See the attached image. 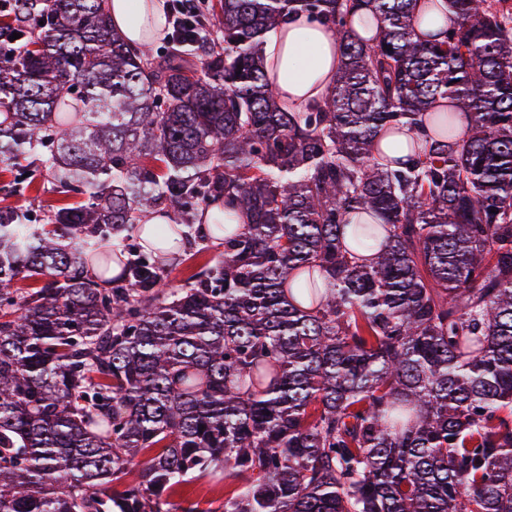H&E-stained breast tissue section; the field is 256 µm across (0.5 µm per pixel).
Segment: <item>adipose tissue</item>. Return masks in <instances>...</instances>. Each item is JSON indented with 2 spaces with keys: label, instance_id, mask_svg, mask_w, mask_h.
Instances as JSON below:
<instances>
[{
  "label": "adipose tissue",
  "instance_id": "obj_1",
  "mask_svg": "<svg viewBox=\"0 0 512 512\" xmlns=\"http://www.w3.org/2000/svg\"><path fill=\"white\" fill-rule=\"evenodd\" d=\"M114 29L133 47H143L165 35L164 0H105ZM264 55L278 99L302 108L325 101L340 65L336 43L322 25L304 14L289 15L265 35Z\"/></svg>",
  "mask_w": 512,
  "mask_h": 512
}]
</instances>
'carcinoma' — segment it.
Wrapping results in <instances>:
<instances>
[{"label":"carcinoma","mask_w":512,"mask_h":512,"mask_svg":"<svg viewBox=\"0 0 512 512\" xmlns=\"http://www.w3.org/2000/svg\"><path fill=\"white\" fill-rule=\"evenodd\" d=\"M218 2L158 60L0 0V173L67 199L0 206V512H512L509 0ZM297 12L341 64L289 109ZM176 236L223 251L168 288ZM264 55L272 88L289 107L322 104L332 90L340 65L336 43L322 25L309 23L302 13L290 14L265 34ZM302 57L305 69H297ZM220 477L205 476L185 483L180 486L177 495L184 497V506L188 501L197 503L202 510L215 509L221 504L224 507V497L231 487L229 481L224 480V476Z\"/></svg>","instance_id":"carcinoma-1"}]
</instances>
